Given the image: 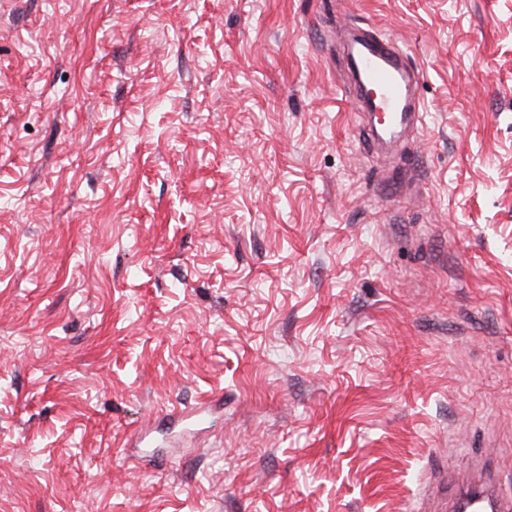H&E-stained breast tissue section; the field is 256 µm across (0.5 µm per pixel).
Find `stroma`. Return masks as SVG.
I'll return each instance as SVG.
<instances>
[{"label":"stroma","mask_w":512,"mask_h":512,"mask_svg":"<svg viewBox=\"0 0 512 512\" xmlns=\"http://www.w3.org/2000/svg\"><path fill=\"white\" fill-rule=\"evenodd\" d=\"M422 73L374 143L351 29ZM512 494V0H0V512Z\"/></svg>","instance_id":"stroma-1"}]
</instances>
